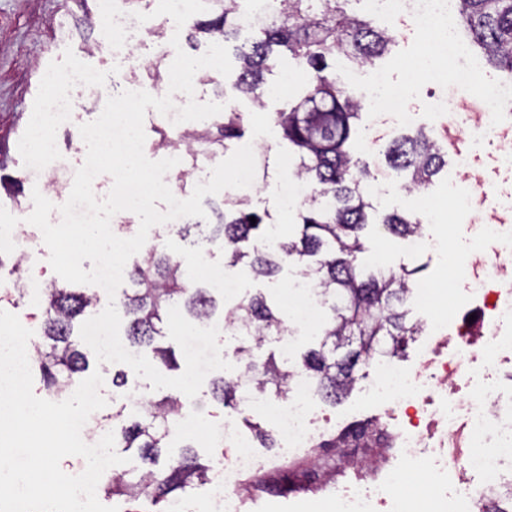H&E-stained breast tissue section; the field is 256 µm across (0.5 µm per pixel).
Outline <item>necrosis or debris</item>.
I'll return each instance as SVG.
<instances>
[{
    "instance_id": "4bbe7bcc",
    "label": "necrosis or debris",
    "mask_w": 512,
    "mask_h": 512,
    "mask_svg": "<svg viewBox=\"0 0 512 512\" xmlns=\"http://www.w3.org/2000/svg\"><path fill=\"white\" fill-rule=\"evenodd\" d=\"M372 11L390 17L410 34H430L442 44L446 65L433 68L421 58L428 76L465 93L480 65L458 34L454 0H369ZM74 82L82 99L58 92L45 106L46 129L73 126L78 109L103 110L104 81L80 72ZM475 108L453 101L444 108V126L457 176L467 185L458 198L464 211L488 212L447 271L458 317L431 309L436 284L416 281L413 301L424 314V339L414 368L403 369L389 357L376 359L370 396L382 408L360 426L339 429L345 450L392 448L396 454L379 483L359 482L336 497L337 512H497L502 485L512 486V192L506 193L476 169L484 145L496 149L495 172L512 173V81L490 82ZM380 129L409 125L413 106L408 89L389 72L375 71L372 97L365 100ZM475 319L464 322L463 314ZM287 405L263 401L272 430L286 458L295 460L324 443L327 427L311 414L313 385L295 377ZM224 445L232 455L207 505L209 512H240L239 495L261 461L237 421L224 422Z\"/></svg>"
}]
</instances>
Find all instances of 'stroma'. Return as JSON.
Instances as JSON below:
<instances>
[{
    "mask_svg": "<svg viewBox=\"0 0 512 512\" xmlns=\"http://www.w3.org/2000/svg\"><path fill=\"white\" fill-rule=\"evenodd\" d=\"M105 0H0V177L21 181L22 191L17 198H10L0 188V226L19 225L32 212L33 190H40L45 197L53 195V181L72 184L76 170L84 163L86 145L80 140L77 127L58 131L55 135L59 150L57 162L49 170L34 171L28 164L30 155V128L33 118L40 113L51 94L46 85L50 73L68 72L76 68L99 71L104 75L123 70L127 61L99 52L94 47L96 38L102 37ZM432 39L425 36L396 35L388 51L372 64L362 68L363 81L360 93L370 91L369 80L373 70H388L397 82L406 84L415 103L414 121L407 126V133L418 130L434 131L433 102L448 97L449 88H434L416 72L414 59L421 52H435ZM266 82L275 86V93L266 96L264 108H256L245 98L238 97L236 75L222 76L210 71L205 85L199 86L196 99L234 105L244 117L243 143L265 144L270 148L269 169L266 176L257 178L252 185L240 189V196L250 201L252 209L269 212L281 237L293 236L297 230L300 200H287V179L297 170L295 158L289 154L281 134L273 123L275 112L293 103L307 77L293 59L285 55L272 58ZM289 77L288 88H281L282 77ZM448 170H441L427 186L440 214L439 221L424 223L423 230L444 238V250L425 253L418 250L410 239H403L384 232L381 227H368L363 233L367 264L384 262L389 265L417 269L418 279L439 282L440 292L434 299L435 312H445L453 304L451 285L444 279L443 267L456 254L465 239L473 233L474 225L484 223L486 214L477 213L468 218L454 215L455 201L448 189ZM385 191L373 194L372 201L382 214L397 211L413 217L420 216L415 200L401 199L400 188L406 181L404 172L386 168ZM160 246L169 254L190 266L197 284L211 289L218 306L230 309L248 294L261 291L280 310L292 329L288 339L270 337L265 351L287 348L289 362L300 361L303 354L314 347L316 336L323 322L315 320L305 327L294 326V301L289 295L291 284L298 279L299 269L288 265L272 281L253 280L244 266H228L224 253L218 248L205 247L204 243L186 239L176 231L157 225L153 228ZM206 252V265H198L197 252ZM48 248H41L32 260L20 264V273H13V256L0 259V281L20 277L22 282L33 285V292L24 296L0 298V310L17 315L21 323L32 331L40 329L39 304L44 284L56 280L57 275L49 262ZM359 379L351 393L341 402L329 404L314 398V412L324 419L342 418L344 424H358L378 414L377 405L367 401L364 390L374 375L373 365L360 366ZM184 416H198L207 424L204 438L176 435L172 446L180 448L191 444L202 463L219 470L224 463V451L218 448L217 439L226 418L232 417L231 409L222 407L211 394L210 383H203L194 399L186 400ZM335 455L327 448L300 461L296 469L304 477L298 490L287 491L281 474L263 477L254 489L245 491L244 512H336V487L359 479L365 482L379 476L383 465L392 456L391 449L373 448L366 455L367 466L358 469L331 470L327 461Z\"/></svg>",
    "mask_w": 512,
    "mask_h": 512,
    "instance_id": "35a3bbf8",
    "label": "stroma"
}]
</instances>
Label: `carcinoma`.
<instances>
[{"mask_svg":"<svg viewBox=\"0 0 512 512\" xmlns=\"http://www.w3.org/2000/svg\"><path fill=\"white\" fill-rule=\"evenodd\" d=\"M347 2L280 0L276 12L256 24L254 35L242 42L238 18L243 0H207L205 19L194 25L210 37L236 42L240 62L236 89L256 106H264V73L275 54L287 53L310 78L296 103L275 117L288 150L301 158L297 177L306 194L299 235L274 239L273 225L265 222V215L250 209L248 201L227 195L220 223L208 225L205 236L209 244L224 249L229 265L246 263L256 281L278 275L290 260L302 263L300 276L314 287L326 313L319 346L309 349L294 366L273 353L259 366L254 361L265 337L284 330L282 313L262 293L244 297L225 314L243 336L235 355L244 369L233 378L215 380L211 393L241 416L244 428L265 448L274 446V437L244 414L251 397L279 398L293 378L304 374L317 394L339 399L358 380V365L398 354L422 331V323H407L404 310L414 271L385 263L368 268L360 258L365 251L361 232L371 224L403 238L418 236L421 224L395 212L370 220L374 206L366 183L375 175L368 161L353 158L348 149L361 106L337 87L336 77L329 76L328 60L364 66L388 50L393 36L375 29L366 18L347 13ZM457 13L459 26L468 30L470 42L486 61L512 77V0H457ZM158 133L160 148L183 149L192 157L199 146L215 157L242 137V115L231 109L224 113V121L174 138L163 129ZM448 153L420 130L393 140L385 157L393 168L408 173L404 189L411 191L431 182L448 164ZM129 279L133 288L119 302L127 318V340L151 350L162 366L179 368L172 348L155 345L169 308L181 300L189 315L203 323L214 315L215 299L208 289L188 281L181 261L157 246L133 264ZM92 305L91 295L47 285V298L41 303L43 343L35 345L37 367L47 388L68 392L87 371L91 352L81 346L74 328ZM183 408L181 397L169 394L148 402L132 418H123L121 411L113 415L119 455L133 456L144 467L116 466V475L104 486L106 494L127 501L144 496L154 507L168 506L186 488L208 481V468L198 462L191 445H184V452L177 456L162 458Z\"/></svg>","mask_w":512,"mask_h":512,"instance_id":"cac0c4a2","label":"carcinoma"}]
</instances>
